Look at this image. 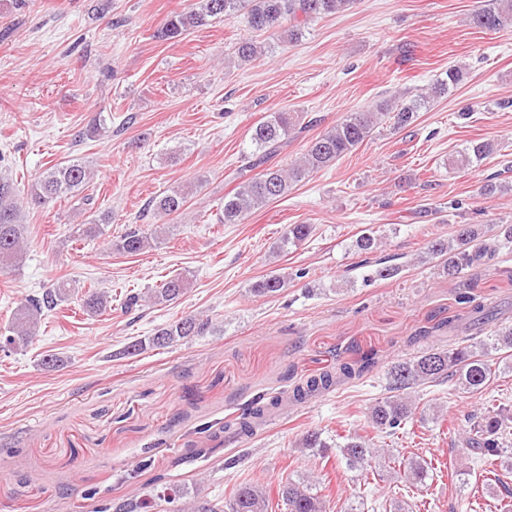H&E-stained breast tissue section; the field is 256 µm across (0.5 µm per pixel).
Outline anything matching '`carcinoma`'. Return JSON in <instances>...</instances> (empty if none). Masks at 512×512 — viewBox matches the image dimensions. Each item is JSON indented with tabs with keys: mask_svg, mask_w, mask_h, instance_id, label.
Instances as JSON below:
<instances>
[{
	"mask_svg": "<svg viewBox=\"0 0 512 512\" xmlns=\"http://www.w3.org/2000/svg\"><path fill=\"white\" fill-rule=\"evenodd\" d=\"M354 0H196L183 12L168 16L156 31L161 41L177 42L190 30L211 24L216 19L229 20L243 12L247 14L250 27L256 31L279 32L283 38L294 42L302 36L308 25L325 15L349 8ZM470 23L487 31L512 28V0H489L483 8L475 11ZM463 78L461 69L451 67L447 78L433 84L428 91L410 97L382 99L374 107L352 112L312 138L306 145L302 158L286 167L271 163L282 142L294 133L299 124L295 112H272L251 129L250 141L253 153L247 157L245 167L260 172L241 181L224 194L222 222L239 224L246 215L279 198L293 186L306 180L311 174L328 168L351 155L380 127L404 129L412 125L418 112L427 109L438 98L448 94ZM490 141H473L461 154L463 165L478 162L494 153ZM88 168L84 163L68 160L48 168L28 193L30 203L38 208H47L57 200L74 195L87 184ZM14 184L0 179V265L13 264L22 258L25 243V225L20 221V208L15 197ZM187 201V192L181 187L167 190L148 202L155 215L170 216L179 213ZM108 223V214L91 213L87 222L78 227V236L87 238L102 233ZM316 231L314 224H290L277 245V252H285L309 240ZM158 235L150 236L140 228H134L119 237L115 248L119 252L136 255ZM512 243V224H500L496 234L487 236L481 224H460L455 234L448 238L436 237L429 242L426 254L440 261L442 271L448 279L457 278L464 270L489 264L499 250ZM360 257L359 266L373 268L372 277L390 279L397 275L399 266L378 258L380 238L375 231H363L353 244ZM303 277L295 274L267 275L252 284L250 292L258 297H274L285 288L287 281ZM189 281L174 275L165 279L160 287L143 297L129 292L125 296L124 309L130 311L143 302L162 305L178 300L187 290ZM70 286L59 281L43 292L39 298H31L19 306L11 319L9 335L0 340V351L22 349L35 338V332L44 311H52L68 301ZM459 313L441 317L430 326L419 329L420 336H434L448 332L453 342L446 348H432L418 356L403 359L394 364L389 376L390 395L376 400L366 412V421L377 432L394 435L403 429L418 408L411 390L427 383L453 382L469 393L480 394L495 377L488 355L495 353L501 359L512 360V324L495 331L489 341L477 347L475 335L480 325L488 318L486 308L474 289L459 290L455 297ZM83 307L91 314L107 309V297L98 292L88 293ZM212 328V319L189 314L158 328L148 337V345L157 349L173 346L189 336H203ZM376 366V352L369 350L359 357L340 362L335 371L311 374L294 385L288 393L271 398L261 394L240 408L234 421L224 424V431L248 436L263 423L269 412L285 401L302 403L306 399L330 390L342 382H354L372 372ZM512 416L503 410L486 407L469 418L470 429L465 438L467 454L483 465L507 454L505 442L512 427L508 422ZM302 448L315 449L324 454L328 444L318 431L305 433L299 441ZM340 453L347 464L356 469L369 470L375 462L378 449L364 436L354 434L346 437ZM400 478L405 486L418 487L428 476L425 465L417 460H403L399 465ZM159 479L151 483L155 498L164 501L172 512H268L269 499L263 487L250 481L238 485L232 500L223 508L202 498L183 499L181 491L169 485L158 486ZM278 495L290 508V512H324L323 500L312 493L307 483H290L279 488Z\"/></svg>",
	"mask_w": 512,
	"mask_h": 512,
	"instance_id": "obj_1",
	"label": "carcinoma"
}]
</instances>
